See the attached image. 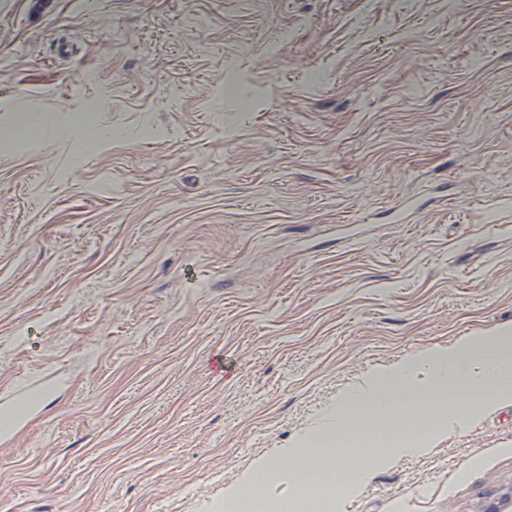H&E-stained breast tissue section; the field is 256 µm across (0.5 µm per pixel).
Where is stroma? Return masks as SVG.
Returning a JSON list of instances; mask_svg holds the SVG:
<instances>
[{"label":"stroma","mask_w":512,"mask_h":512,"mask_svg":"<svg viewBox=\"0 0 512 512\" xmlns=\"http://www.w3.org/2000/svg\"><path fill=\"white\" fill-rule=\"evenodd\" d=\"M4 135L0 512H224L369 373L512 328V0H0ZM510 492L512 400L330 512Z\"/></svg>","instance_id":"35a3bbf8"}]
</instances>
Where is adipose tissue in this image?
Wrapping results in <instances>:
<instances>
[{
	"instance_id": "ef3b65f1",
	"label": "adipose tissue",
	"mask_w": 512,
	"mask_h": 512,
	"mask_svg": "<svg viewBox=\"0 0 512 512\" xmlns=\"http://www.w3.org/2000/svg\"><path fill=\"white\" fill-rule=\"evenodd\" d=\"M511 399V329L422 350L338 399L298 445L260 462L227 499L242 505L254 488L284 483L301 494L354 487L374 466L424 452Z\"/></svg>"
}]
</instances>
